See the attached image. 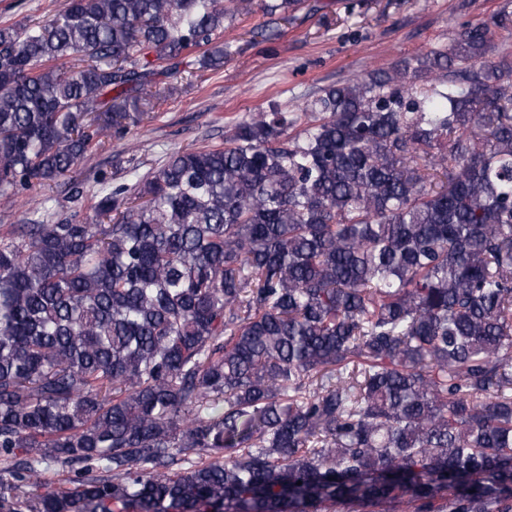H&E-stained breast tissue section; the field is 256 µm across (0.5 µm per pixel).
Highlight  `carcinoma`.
Instances as JSON below:
<instances>
[{"label": "carcinoma", "mask_w": 512, "mask_h": 512, "mask_svg": "<svg viewBox=\"0 0 512 512\" xmlns=\"http://www.w3.org/2000/svg\"><path fill=\"white\" fill-rule=\"evenodd\" d=\"M251 6L0 24V197L153 119L188 54L223 66ZM509 28L96 171L90 222L1 224L0 512H512ZM51 466L74 486L21 492Z\"/></svg>", "instance_id": "obj_1"}]
</instances>
